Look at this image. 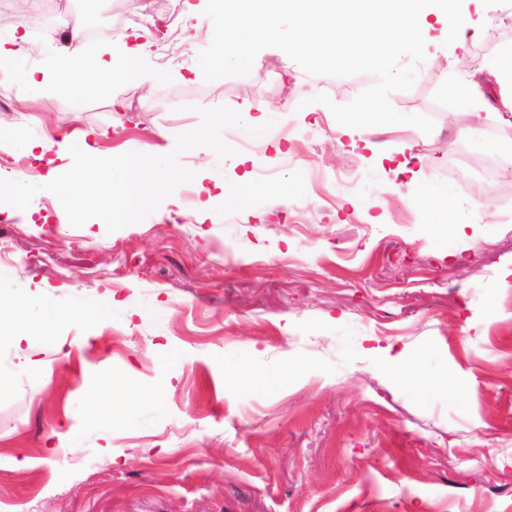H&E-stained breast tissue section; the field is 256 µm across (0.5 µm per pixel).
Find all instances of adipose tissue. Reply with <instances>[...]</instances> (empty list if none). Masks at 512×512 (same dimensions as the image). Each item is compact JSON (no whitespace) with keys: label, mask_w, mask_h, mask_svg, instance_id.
<instances>
[{"label":"adipose tissue","mask_w":512,"mask_h":512,"mask_svg":"<svg viewBox=\"0 0 512 512\" xmlns=\"http://www.w3.org/2000/svg\"><path fill=\"white\" fill-rule=\"evenodd\" d=\"M83 42L84 24L78 20L67 35L65 49L47 60L48 69L68 95H76L78 87L104 81L150 83L163 76L160 70L142 67V59L150 55L145 45L123 44L88 56ZM465 86L467 97L479 100L484 111L512 112V49L472 73ZM232 110V120L197 134V141L226 152L234 139L266 122L265 107L245 101L234 104ZM97 136L96 130L81 128L46 134L36 147L41 153L54 154L56 165L44 176L19 174L0 179V204L9 212L24 213L31 210L35 199L51 197L62 202L66 221L73 224L81 218L89 194L99 188L103 191L97 206L101 221L135 223L139 209L151 204L171 172L163 155L153 151L117 160L101 155L92 145Z\"/></svg>","instance_id":"adipose-tissue-1"}]
</instances>
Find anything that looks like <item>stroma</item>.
I'll return each instance as SVG.
<instances>
[{
    "label": "stroma",
    "mask_w": 512,
    "mask_h": 512,
    "mask_svg": "<svg viewBox=\"0 0 512 512\" xmlns=\"http://www.w3.org/2000/svg\"><path fill=\"white\" fill-rule=\"evenodd\" d=\"M104 35L87 53L128 41L142 0H82ZM184 61L164 82L133 80L83 92L81 104L46 79L30 98L23 77L60 49L66 29L29 49L6 89L0 132L81 125L98 150L162 148L178 169L202 172L158 191L136 223H62L55 200L0 222V512H512V177L481 184L512 133V112L474 121L458 67L477 70L512 48V0H481L462 44L435 42L411 89L389 96L434 129L367 127L372 150L352 149L332 112H299L324 93L351 102L370 74L324 77L289 62L208 82L190 67L209 45V19L182 15ZM146 104L116 112L113 99ZM265 105L279 147L218 155L183 144L224 104ZM480 126L473 145L461 129ZM14 144L0 171L46 174ZM424 160L430 181L452 186L440 224L413 208L417 191L396 162ZM250 176V209L210 198ZM489 202L482 210L481 202ZM470 223L475 245L457 223ZM53 288L66 309L105 318L22 324L13 304ZM25 333L34 359L15 347ZM406 350L429 387L399 382L378 350ZM241 361L234 383L224 363ZM119 386L103 416L86 406ZM164 390L129 403L127 393ZM27 466H20V459Z\"/></svg>",
    "instance_id": "35a3bbf8"
}]
</instances>
